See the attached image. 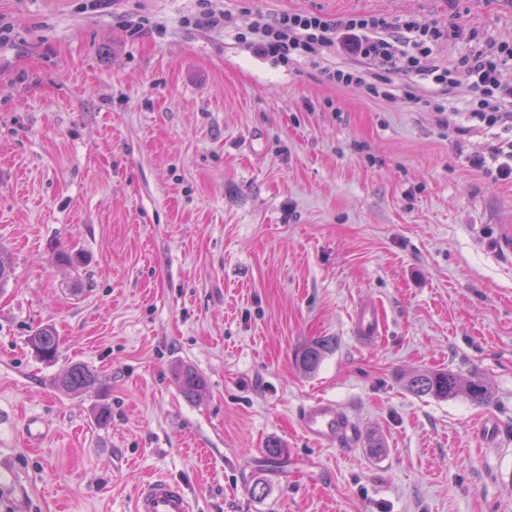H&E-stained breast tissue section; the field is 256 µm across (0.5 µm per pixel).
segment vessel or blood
I'll list each match as a JSON object with an SVG mask.
<instances>
[{"instance_id": "obj_1", "label": "vessel or blood", "mask_w": 512, "mask_h": 512, "mask_svg": "<svg viewBox=\"0 0 512 512\" xmlns=\"http://www.w3.org/2000/svg\"><path fill=\"white\" fill-rule=\"evenodd\" d=\"M492 251L498 262L512 268V210L494 226ZM382 332L378 305L371 301L358 303L351 317V335L361 345L369 346ZM298 427L306 438L326 447L343 446L353 436L350 416L333 400L319 399L303 407ZM132 512H195V507L181 483L162 478L140 487Z\"/></svg>"}]
</instances>
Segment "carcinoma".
Here are the masks:
<instances>
[{"label":"carcinoma","mask_w":512,"mask_h":512,"mask_svg":"<svg viewBox=\"0 0 512 512\" xmlns=\"http://www.w3.org/2000/svg\"><path fill=\"white\" fill-rule=\"evenodd\" d=\"M28 343L43 360L52 361L57 357L58 338L48 325L36 328L29 336ZM332 349L334 344L331 340H314L297 354L298 365L303 371L312 373ZM173 375L180 392L188 399L195 398L205 387L204 377L190 365L176 366ZM97 383V373L83 362L71 363L55 380L56 388L64 394H75ZM406 387L418 397L429 396L442 401L461 398L483 406L492 399L491 390L482 377H463L449 370L412 373L407 377Z\"/></svg>","instance_id":"1"}]
</instances>
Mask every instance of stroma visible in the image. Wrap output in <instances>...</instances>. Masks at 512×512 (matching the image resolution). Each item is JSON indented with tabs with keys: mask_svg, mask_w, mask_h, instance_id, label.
Returning a JSON list of instances; mask_svg holds the SVG:
<instances>
[{
	"mask_svg": "<svg viewBox=\"0 0 512 512\" xmlns=\"http://www.w3.org/2000/svg\"><path fill=\"white\" fill-rule=\"evenodd\" d=\"M204 9L235 27L195 25ZM257 11L415 16L512 46V0H0V512H131L159 477L198 512H512V271L490 251L512 181L468 161L498 137L439 126L406 94L428 80L388 74L375 98L254 56ZM361 300L383 317L371 347L350 334ZM45 324L52 363L28 343ZM73 361L99 384L57 391ZM181 363L207 382L195 400ZM438 369L482 375L492 401L407 390ZM316 398L346 408L350 444L297 432ZM334 349V344L329 339H317L303 347L297 354V362L300 368L307 373L318 369L326 354ZM173 375L180 392L188 399H194L205 387L204 377L190 365L176 366Z\"/></svg>",
	"mask_w": 512,
	"mask_h": 512,
	"instance_id": "35a3bbf8",
	"label": "stroma"
}]
</instances>
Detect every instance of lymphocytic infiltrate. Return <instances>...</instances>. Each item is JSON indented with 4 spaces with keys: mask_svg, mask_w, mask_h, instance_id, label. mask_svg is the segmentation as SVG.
<instances>
[{
    "mask_svg": "<svg viewBox=\"0 0 512 512\" xmlns=\"http://www.w3.org/2000/svg\"><path fill=\"white\" fill-rule=\"evenodd\" d=\"M252 52L282 63L303 57L319 66L334 85L358 84L373 96H382V72H404L455 88L465 77L471 89L466 120L488 128L512 125V87L502 86L498 75L512 66V47L489 45L463 55L455 64L438 65L434 45L464 36L461 27L441 30L416 17L348 14L330 17L319 12L284 13L271 18L256 14ZM343 53L370 62L371 70L323 65L324 55Z\"/></svg>",
    "mask_w": 512,
    "mask_h": 512,
    "instance_id": "lymphocytic-infiltrate-1",
    "label": "lymphocytic infiltrate"
}]
</instances>
